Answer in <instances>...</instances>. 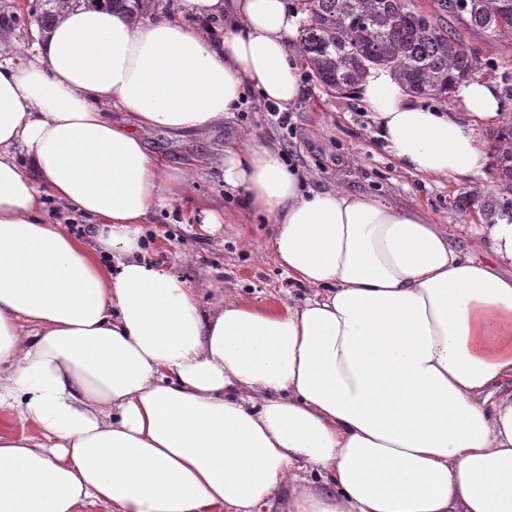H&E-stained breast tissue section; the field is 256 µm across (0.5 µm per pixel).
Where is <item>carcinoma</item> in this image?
Instances as JSON below:
<instances>
[{
  "label": "carcinoma",
  "mask_w": 512,
  "mask_h": 512,
  "mask_svg": "<svg viewBox=\"0 0 512 512\" xmlns=\"http://www.w3.org/2000/svg\"><path fill=\"white\" fill-rule=\"evenodd\" d=\"M145 0H67L72 8L120 11L135 20ZM306 14L301 44L305 62L322 86L343 92L372 69L389 70L414 96H446L484 70L479 53L458 31L434 14L417 10L414 0H299ZM441 11L492 40L512 39V0H437ZM58 0H42L38 22L50 29ZM495 171L512 191V122L493 133Z\"/></svg>",
  "instance_id": "obj_1"
}]
</instances>
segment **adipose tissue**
Segmentation results:
<instances>
[{"label": "adipose tissue", "mask_w": 512, "mask_h": 512, "mask_svg": "<svg viewBox=\"0 0 512 512\" xmlns=\"http://www.w3.org/2000/svg\"><path fill=\"white\" fill-rule=\"evenodd\" d=\"M182 4L223 40L66 6L0 63V512H512V211L474 228L485 262L415 209L314 189L269 140L225 147L224 186L309 297L260 307L146 263L143 224L195 173L142 130L301 93L293 0ZM353 94L400 169L445 181L484 176L478 130L507 119L478 75L449 107L382 69Z\"/></svg>", "instance_id": "ef3b65f1"}]
</instances>
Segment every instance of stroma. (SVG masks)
I'll return each instance as SVG.
<instances>
[{
    "label": "stroma",
    "instance_id": "obj_1",
    "mask_svg": "<svg viewBox=\"0 0 512 512\" xmlns=\"http://www.w3.org/2000/svg\"><path fill=\"white\" fill-rule=\"evenodd\" d=\"M39 3L0 0L1 62L38 54ZM464 38L484 63L494 67L497 87H512V43L490 41L469 31ZM300 81L301 95L289 107L290 121L285 126L266 112L258 93L251 91L238 112L206 131L185 136L163 129L144 131L147 146L166 165L200 168L187 199L158 211L149 224L153 238L145 254L148 264L175 269L190 281L210 275L225 294L267 308L307 296L306 288L289 284L282 268L268 259L270 223L258 219L225 224L217 233L206 235L199 225L186 221L196 199L221 202L228 214L242 211L243 193L224 190V148L252 138H275L290 161L303 168L314 188L340 187L418 206L433 222L447 225L451 242L464 253L472 248L468 223L491 224L499 212L512 210V192L501 185H493L479 197L471 181L448 184L400 170L372 138L371 122L358 98L326 90L306 67L300 71Z\"/></svg>",
    "mask_w": 512,
    "mask_h": 512
}]
</instances>
